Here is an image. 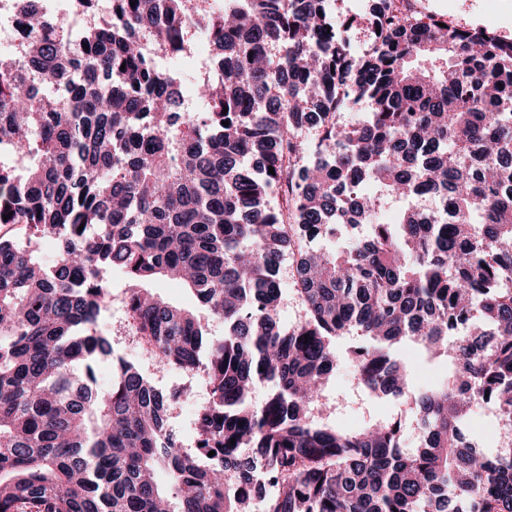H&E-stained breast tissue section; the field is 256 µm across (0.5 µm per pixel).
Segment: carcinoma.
<instances>
[{
	"label": "carcinoma",
	"instance_id": "cac0c4a2",
	"mask_svg": "<svg viewBox=\"0 0 512 512\" xmlns=\"http://www.w3.org/2000/svg\"><path fill=\"white\" fill-rule=\"evenodd\" d=\"M18 2L0 226L28 241L0 236V512H512V40L383 0L339 23L327 0H71L76 30ZM200 30L220 58L187 87L158 59L198 68ZM362 100L364 122L340 124ZM388 197L436 210L385 224ZM338 232L348 246L318 247ZM287 254L306 308L290 327ZM117 267L159 366L207 377L193 449L169 424L184 392L159 391L100 328ZM349 335L357 389L409 405L416 447L395 416L315 419ZM407 345L444 376L413 385ZM480 403L504 440L468 433ZM294 275L295 268L292 260L287 259L282 263L280 269V279L283 284V294L279 309V318L283 326H291L299 321L303 315L304 310L298 296L294 291Z\"/></svg>",
	"mask_w": 512,
	"mask_h": 512
}]
</instances>
